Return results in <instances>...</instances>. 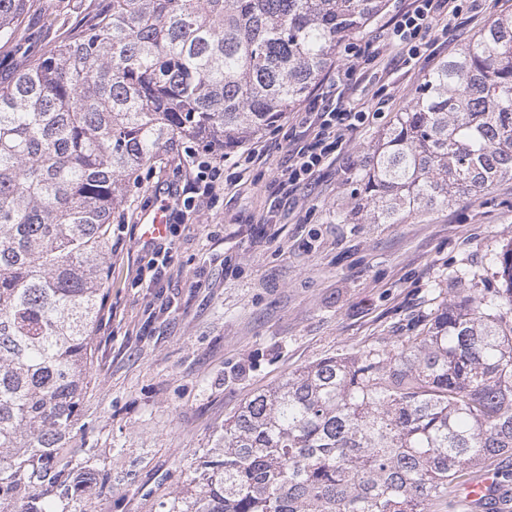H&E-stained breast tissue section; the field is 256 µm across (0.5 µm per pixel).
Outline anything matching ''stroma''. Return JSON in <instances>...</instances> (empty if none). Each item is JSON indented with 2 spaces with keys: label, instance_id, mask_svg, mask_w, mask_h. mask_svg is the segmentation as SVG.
<instances>
[{
  "label": "stroma",
  "instance_id": "35a3bbf8",
  "mask_svg": "<svg viewBox=\"0 0 512 512\" xmlns=\"http://www.w3.org/2000/svg\"><path fill=\"white\" fill-rule=\"evenodd\" d=\"M386 10L352 38L362 51L352 76L345 53L310 92L371 113L335 160L295 200L272 207L276 178L302 128L285 113L241 166L231 151L224 188L198 222L178 227L170 266L156 287L138 278L152 252L140 222L172 188L186 185L178 157L161 155L127 195L114 222L109 296L95 332V388L84 412L112 486L89 489L83 512H167L191 465L225 419L254 393L322 358L364 352L412 335L454 288L499 287L494 259L512 243V179L477 198L404 224H341L354 208L350 173L442 59L512 0H465L448 34L429 30L411 65L389 38ZM71 0H28L15 40L0 41V82L49 52L52 23Z\"/></svg>",
  "mask_w": 512,
  "mask_h": 512
}]
</instances>
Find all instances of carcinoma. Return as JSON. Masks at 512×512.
<instances>
[{"mask_svg":"<svg viewBox=\"0 0 512 512\" xmlns=\"http://www.w3.org/2000/svg\"><path fill=\"white\" fill-rule=\"evenodd\" d=\"M27 0H0V40ZM387 0H109L0 85V512H68L111 475L89 444L112 221L144 170L231 151L294 110ZM512 178V15L427 75L354 173L373 224ZM504 288H457L416 334L327 357L224 420L168 512H448L512 456Z\"/></svg>","mask_w":512,"mask_h":512,"instance_id":"carcinoma-1","label":"carcinoma"}]
</instances>
